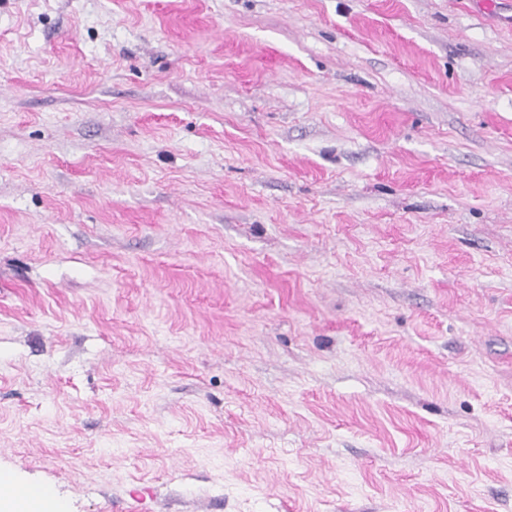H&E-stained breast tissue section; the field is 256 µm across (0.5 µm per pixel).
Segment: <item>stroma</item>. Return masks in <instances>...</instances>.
<instances>
[{
    "label": "stroma",
    "mask_w": 512,
    "mask_h": 512,
    "mask_svg": "<svg viewBox=\"0 0 512 512\" xmlns=\"http://www.w3.org/2000/svg\"><path fill=\"white\" fill-rule=\"evenodd\" d=\"M0 0V472L66 512H512V0Z\"/></svg>",
    "instance_id": "stroma-1"
}]
</instances>
